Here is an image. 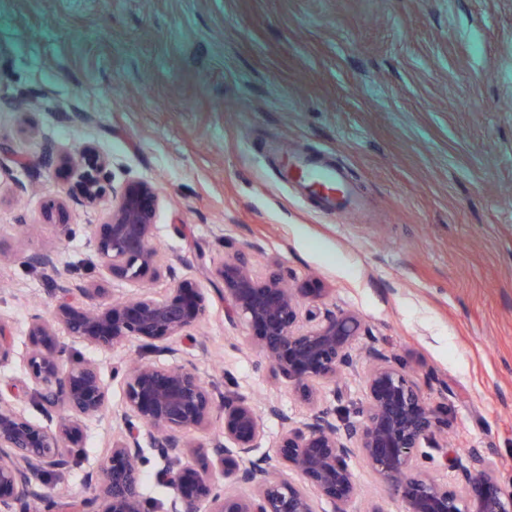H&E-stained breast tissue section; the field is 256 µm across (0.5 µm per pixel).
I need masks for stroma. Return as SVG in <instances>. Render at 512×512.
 <instances>
[{"label":"stroma","mask_w":512,"mask_h":512,"mask_svg":"<svg viewBox=\"0 0 512 512\" xmlns=\"http://www.w3.org/2000/svg\"><path fill=\"white\" fill-rule=\"evenodd\" d=\"M86 145L109 157L114 185L155 184V243L209 302L156 361L192 363L216 401L228 386L249 396L262 453L283 418L302 422L310 407L225 318L208 271L226 244L254 269L316 282L313 305L355 313L447 405L434 476L456 485L445 456L463 464L481 448L512 491V0H0V322L14 350L0 397L43 425L23 360L55 295L29 257L51 253L108 294L129 290L84 232L63 241L42 220L77 189L47 153ZM285 147L342 167L360 212L300 199L282 179ZM56 333L99 365L120 405L112 370L141 344L102 352ZM117 431L108 415L86 421L80 463L57 491L88 496ZM349 466L362 512H399L361 454Z\"/></svg>","instance_id":"1"}]
</instances>
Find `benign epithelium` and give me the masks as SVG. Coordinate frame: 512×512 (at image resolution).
<instances>
[{
    "instance_id": "1",
    "label": "benign epithelium",
    "mask_w": 512,
    "mask_h": 512,
    "mask_svg": "<svg viewBox=\"0 0 512 512\" xmlns=\"http://www.w3.org/2000/svg\"><path fill=\"white\" fill-rule=\"evenodd\" d=\"M58 162L80 171L83 202L99 203L109 186V158L87 145L74 155L59 156ZM158 204V192L148 181L114 186L106 220L87 225V232L112 278L136 285L168 279L161 297L136 291L114 300L102 288L77 282L75 272H59L51 254L29 258L31 265L58 278L53 317L30 324L24 360L46 416L56 424L33 422L0 398V512H29L34 502L43 504L44 512H63V500L46 490V478L77 462L84 422L108 410L119 431L98 469L88 475L94 493L79 499L78 512L163 510L162 503L150 504L142 494L145 441L164 463L159 479L176 492L172 512H199L203 503L209 512H314L309 487L339 504L340 512H350L357 493L347 460L356 450L393 492L402 512H512V493L503 488L481 448L470 449L468 465L460 466L458 489L427 472L425 449L442 447L448 409L425 398L403 360L373 344L364 356L355 353L367 337L355 314H321L307 307L306 300L322 289L292 281L280 265L259 273L239 251L226 250L213 262L212 282L224 288L228 319L246 323L274 373L313 407L302 423H286L275 443L277 460L299 481L277 475L268 458L258 454L263 428L246 396H225L222 435L202 451L192 449L185 434L206 430L216 404L211 387L190 365L153 361L114 369L112 379L120 380L123 399L110 408L99 365L75 358L58 342L55 326L105 352L132 340L170 352L172 343L189 335L208 311L204 292L178 277L152 245ZM43 219L65 239L75 234L63 196L48 203ZM75 293L89 302L72 301ZM363 358L369 362L365 401L336 410L319 407L315 384L358 372ZM190 454L195 460L182 462ZM228 485L248 487L251 493L229 492Z\"/></svg>"
}]
</instances>
